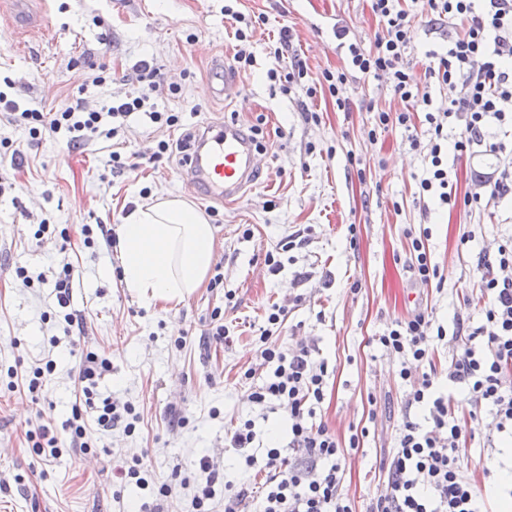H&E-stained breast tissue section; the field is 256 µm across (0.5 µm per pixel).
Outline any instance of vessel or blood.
Instances as JSON below:
<instances>
[{
	"instance_id": "vessel-or-blood-1",
	"label": "vessel or blood",
	"mask_w": 512,
	"mask_h": 512,
	"mask_svg": "<svg viewBox=\"0 0 512 512\" xmlns=\"http://www.w3.org/2000/svg\"><path fill=\"white\" fill-rule=\"evenodd\" d=\"M257 154L252 137L236 123L211 124L189 147L186 177L208 198L231 199L258 175Z\"/></svg>"
}]
</instances>
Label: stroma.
I'll return each instance as SVG.
<instances>
[{
  "label": "stroma",
  "mask_w": 512,
  "mask_h": 512,
  "mask_svg": "<svg viewBox=\"0 0 512 512\" xmlns=\"http://www.w3.org/2000/svg\"><path fill=\"white\" fill-rule=\"evenodd\" d=\"M23 8L36 20L26 29L18 24L14 0H0V90L8 98L48 110L79 102L95 109L102 100L140 92L136 67L145 61L181 84V98H161L157 105L182 118L180 126L168 128L137 114L106 144L72 150L52 138L24 144V131L0 114V137L23 143L21 163L0 168L10 184L0 196V512H151L152 489L115 478L136 457L170 483L166 512H189L205 480L196 469L204 455L225 479L261 486L264 474L226 447L225 433L250 418L255 456L288 444L285 409L262 415L249 402L242 378L250 367L260 377L266 372L253 338L274 303L287 311L273 334L276 344L289 349L301 340L314 342L331 369L315 419L344 445L342 491L356 512H365L384 485L381 463L404 418L423 417L404 408L407 385L398 358L382 354L370 340L392 320L426 306L448 326L458 314L480 322L486 298L474 269L512 236V198L472 210L435 203L423 208L424 162L403 128H390L375 141L368 137L378 111L410 110L384 81L360 76L347 82L343 97L350 109L343 112L329 94L285 95L268 78L266 51L284 26L293 34L291 54L314 78L346 57L337 28L370 48L381 27L369 0H240L243 12L264 15L267 22L251 34L255 67L237 74L242 94L226 101L213 98L208 84L235 53L224 0H25ZM409 10L407 60L420 76L426 51L443 47L446 38L427 34V18L415 0ZM94 64L111 73L110 82L92 85ZM310 111L318 121L307 119ZM216 120L259 126L263 145L259 178L241 196L222 202L201 195L183 175L188 135ZM161 140L172 154L156 162L151 154ZM115 152L127 169H113ZM499 164L479 145L470 156L448 161L462 192L472 189L478 173ZM158 190L209 214L217 229L214 261L224 275L223 285L201 286L172 308L146 304L124 287L118 250L107 246L102 232L94 233L93 246L83 243L84 226L116 230L145 193ZM44 220L57 225L58 234L37 236ZM422 227L430 230L426 246L444 275L439 287L415 281L409 268L406 231ZM291 234L298 246L282 250ZM464 235L469 241L463 246ZM269 252L280 261L279 272L266 266ZM66 261L73 266L69 310L81 320L72 332L54 312L52 284L27 286L15 275L19 266L33 276L48 275ZM217 307L229 329L226 345L202 339ZM181 336L185 344L175 346ZM89 351L111 363L99 382L100 396L132 403L136 429L129 434L120 425L103 430L93 424L89 453L68 450L54 460L37 455L25 434L43 426L63 433L76 401L81 355ZM47 360L55 368L31 395L26 372ZM174 408L187 416L186 426L170 427ZM362 426L369 429L363 448L349 449L351 434ZM481 433L491 447L475 444L460 457L463 475L479 491L501 485L508 472L492 449L512 448L492 420L483 421Z\"/></svg>",
  "instance_id": "1"
}]
</instances>
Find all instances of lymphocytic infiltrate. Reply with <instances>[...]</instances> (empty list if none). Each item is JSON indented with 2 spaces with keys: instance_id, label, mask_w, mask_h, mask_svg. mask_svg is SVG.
Listing matches in <instances>:
<instances>
[{
  "instance_id": "lymphocytic-infiltrate-1",
  "label": "lymphocytic infiltrate",
  "mask_w": 512,
  "mask_h": 512,
  "mask_svg": "<svg viewBox=\"0 0 512 512\" xmlns=\"http://www.w3.org/2000/svg\"><path fill=\"white\" fill-rule=\"evenodd\" d=\"M421 3L430 26L457 28L444 51L427 52L424 75H416L405 61L411 43V14L401 0H370L371 11L381 24L373 46L364 49L350 44L348 65L323 71L309 85L304 82L308 74L305 64L286 58L292 33L290 28H281L267 75L273 80L282 79L286 93L294 86L305 85V94L311 99L319 88H327L336 95V106L342 111L349 110L350 104L337 92L352 74L385 79L394 96L408 102L411 110L379 112L369 138H377L393 125L409 127L412 113H423L427 141H420L414 134L408 137L411 148L425 149L428 160L426 175L419 182L420 198L435 199L452 208L486 207L512 192V167L503 166L479 179L478 192L462 193L450 181L444 145L449 142V125L461 120L465 132L453 142L459 155L468 154L476 143L495 156L506 150L504 143L486 141L484 130L492 124L512 127V113L501 107L503 101L512 99V0ZM424 77L449 89L445 109H436L431 94L421 92L420 80ZM139 80L146 84V91L112 101L98 110H88L80 104L56 111L41 106L23 108L2 92L0 105L8 111L10 122L27 132L30 141L49 136L75 149L111 140L114 123L125 122L141 111L153 123L178 124V113L147 108L146 101L150 91L163 85L170 98H178L181 85L166 83L161 70L145 62L140 65ZM475 274L487 294L480 322L461 317L448 329L436 322L428 310L419 309L407 318L393 321L384 334L374 339L382 352L401 360L400 377L410 384L406 407H424L427 417L422 423H403L383 466L384 487L372 498L367 512H482L474 488L458 465L462 451L476 439L480 418L474 411L468 422L457 418L451 398L434 385L437 369L433 353L436 342L448 337L461 340L460 350L448 365L449 382L460 386L463 403L473 408L482 403L489 405L497 433L512 438V384L506 381V373L512 369V237L499 244L494 257L481 258ZM284 319V308L272 306L266 327L255 338L261 358L273 370L252 389L249 400L270 412L280 406L287 409L291 436L288 446L266 449L259 462L265 482L257 496L247 485L221 482L209 458H199L197 466L205 475V483L198 486L192 499L193 512H211L214 487L219 483L224 486V512H354L350 499L341 493L343 450L359 449L369 430L364 427L352 434L344 447L326 425L314 423L315 409L324 400L328 365L315 361L309 344L290 350L273 342L271 329ZM109 370V361L98 354L89 352L83 356L78 381L84 404L73 408L65 437H58L46 427L28 434L27 439L38 454L56 458L66 448L89 451L83 417L87 409L94 411L102 428L121 423L127 432H134V407L97 396L99 381Z\"/></svg>"
}]
</instances>
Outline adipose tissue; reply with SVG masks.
Listing matches in <instances>:
<instances>
[{"label":"adipose tissue","mask_w":512,"mask_h":512,"mask_svg":"<svg viewBox=\"0 0 512 512\" xmlns=\"http://www.w3.org/2000/svg\"><path fill=\"white\" fill-rule=\"evenodd\" d=\"M216 228L184 198L156 192L118 227L121 280L145 303L178 305L201 286L214 259Z\"/></svg>","instance_id":"adipose-tissue-1"}]
</instances>
